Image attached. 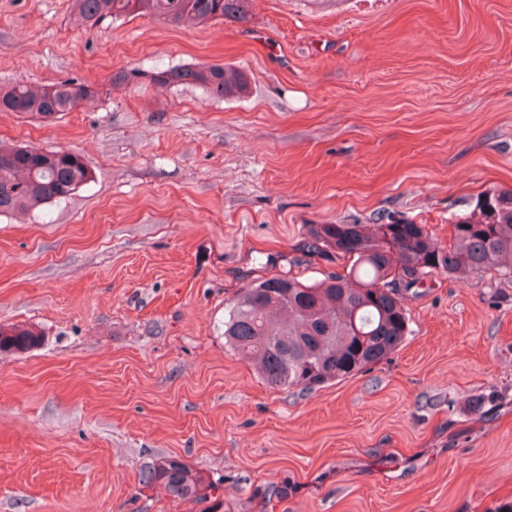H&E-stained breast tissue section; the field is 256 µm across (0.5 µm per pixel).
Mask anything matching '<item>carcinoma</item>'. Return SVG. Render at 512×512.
Masks as SVG:
<instances>
[{"label": "carcinoma", "mask_w": 512, "mask_h": 512, "mask_svg": "<svg viewBox=\"0 0 512 512\" xmlns=\"http://www.w3.org/2000/svg\"><path fill=\"white\" fill-rule=\"evenodd\" d=\"M250 0H73L91 26L103 19L151 15L171 23L243 20ZM161 84L193 85L217 97L241 94L246 76L210 64L158 71ZM94 95L66 79L53 85L19 83L0 89V112L43 122L70 112ZM90 180L74 153L32 145L0 146V214L28 211L66 198ZM452 244L436 245L424 224H309L306 258L334 255L350 262L323 279L276 275L250 283L224 309V340L269 385L312 390L350 378L395 353L409 333L405 293L428 274L460 279L493 270L512 278V192L484 191L452 222ZM39 332L0 328V351L37 346ZM178 499L213 503L222 484L163 456L141 475Z\"/></svg>", "instance_id": "carcinoma-1"}]
</instances>
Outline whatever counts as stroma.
<instances>
[{
    "instance_id": "stroma-1",
    "label": "stroma",
    "mask_w": 512,
    "mask_h": 512,
    "mask_svg": "<svg viewBox=\"0 0 512 512\" xmlns=\"http://www.w3.org/2000/svg\"><path fill=\"white\" fill-rule=\"evenodd\" d=\"M220 63L211 96L154 71ZM128 81L115 85L118 72ZM74 79L52 123L90 181L0 215V512H201L141 472L179 458L213 512H512V281L429 274L387 360L305 391L224 343V308L295 266L310 224L411 219L448 247L478 194L512 191V0H252L245 20L88 27L71 0H0V87ZM41 341L38 331L27 327L0 328V351H23L37 346Z\"/></svg>"
}]
</instances>
